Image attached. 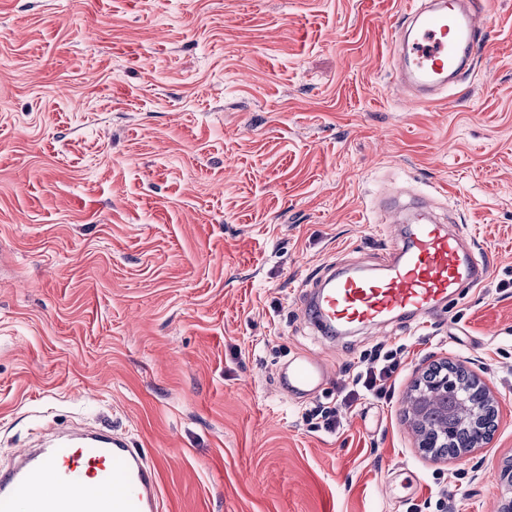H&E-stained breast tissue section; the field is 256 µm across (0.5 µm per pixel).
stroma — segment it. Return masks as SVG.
<instances>
[{
	"instance_id": "35a3bbf8",
	"label": "stroma",
	"mask_w": 512,
	"mask_h": 512,
	"mask_svg": "<svg viewBox=\"0 0 512 512\" xmlns=\"http://www.w3.org/2000/svg\"><path fill=\"white\" fill-rule=\"evenodd\" d=\"M402 0H0V466L40 429L126 432L161 512H500L512 502V0L443 100L396 95ZM490 267L446 313L329 339L299 316L389 240L390 186ZM388 399L335 406L376 347ZM328 361L293 404L277 372ZM478 376L490 440L433 457L406 413L432 365ZM408 501L381 492L397 473ZM303 418L313 425L312 428H324L331 432L337 431L341 426L340 412L337 407L336 409L316 407L306 411ZM313 420L319 422L314 423Z\"/></svg>"
}]
</instances>
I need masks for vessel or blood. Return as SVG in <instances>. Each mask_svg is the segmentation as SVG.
Wrapping results in <instances>:
<instances>
[{"mask_svg":"<svg viewBox=\"0 0 512 512\" xmlns=\"http://www.w3.org/2000/svg\"><path fill=\"white\" fill-rule=\"evenodd\" d=\"M484 0H406L390 31L394 84L417 104L438 101L478 59L488 40ZM417 216L405 237L392 239L375 267L356 265L316 281L301 314L327 334L378 325L445 307L464 290L481 285L489 268L463 237L421 213L416 199L391 192L385 221ZM332 376L324 361L300 355L277 375L280 393L301 398ZM17 466L0 470V512H102L100 500L85 495L88 482L112 485L113 512H161L156 467L122 436L75 431L40 450L26 449ZM53 490L39 491L41 478Z\"/></svg>","mask_w":512,"mask_h":512,"instance_id":"obj_1","label":"vessel or blood"}]
</instances>
